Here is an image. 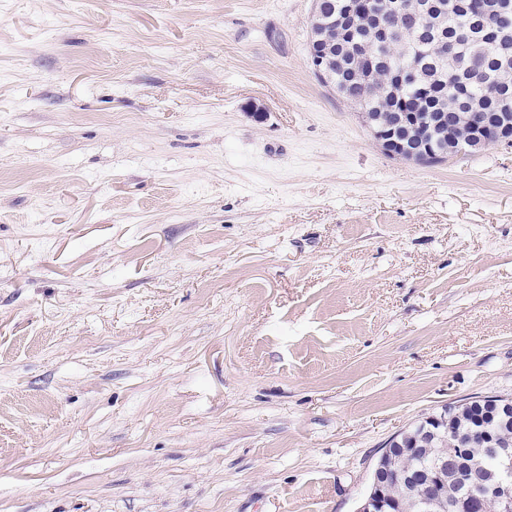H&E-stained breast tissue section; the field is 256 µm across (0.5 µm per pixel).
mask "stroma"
<instances>
[{
    "mask_svg": "<svg viewBox=\"0 0 512 512\" xmlns=\"http://www.w3.org/2000/svg\"><path fill=\"white\" fill-rule=\"evenodd\" d=\"M313 0H0V512H357L512 395V146L388 156ZM322 40L318 36H313V38L310 40L309 44V58H310V64L313 68V70L319 74H322L324 71V66L327 68H330L333 59L331 58V55L328 53L326 49H322L320 46V42ZM315 73V75L323 82L330 83V80L328 78L324 79V77L318 75ZM448 420L458 428L466 429L476 424L482 434L497 439H508L512 442V422H503L502 418L492 409L480 405L448 406Z\"/></svg>",
    "mask_w": 512,
    "mask_h": 512,
    "instance_id": "obj_1",
    "label": "stroma"
}]
</instances>
